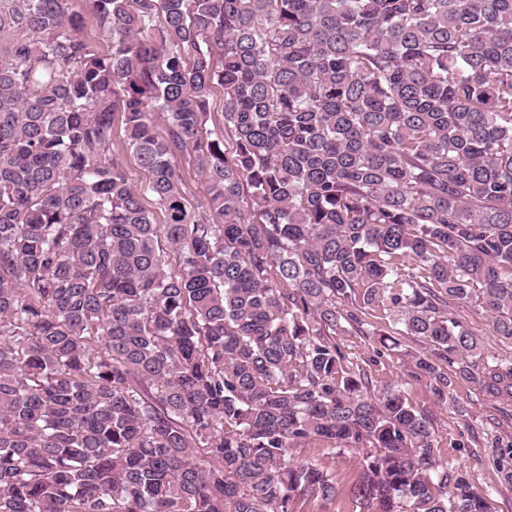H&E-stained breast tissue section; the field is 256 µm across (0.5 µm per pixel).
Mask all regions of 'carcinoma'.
Listing matches in <instances>:
<instances>
[{"mask_svg":"<svg viewBox=\"0 0 512 512\" xmlns=\"http://www.w3.org/2000/svg\"><path fill=\"white\" fill-rule=\"evenodd\" d=\"M85 2L0 0V512H294L315 443L370 512H496L336 336L512 403L452 312L512 343V0ZM124 131L119 126L114 127L112 132V151L116 154L121 155L136 172L135 176L139 178V182H146L149 179V175L146 171H143L137 167L130 150L127 147L125 141ZM178 167L184 182L189 186L193 197L188 196L192 205L196 206L203 200L205 194V180L201 173L196 169L192 159L187 157L178 161ZM372 327L364 326L361 332L349 329L336 340L350 353L355 363L364 367L377 388L386 385H401L406 366L410 364L413 356L422 351L423 344L416 339L401 338L400 345L390 347L381 345L378 336H365L366 331ZM364 333V334H363ZM377 351L379 353H377ZM325 445L315 444L307 447L295 455L298 460L314 461L330 472L336 473L338 478L349 481L358 471L362 454L357 450H349L343 454L327 449Z\"/></svg>","mask_w":512,"mask_h":512,"instance_id":"carcinoma-1","label":"carcinoma"}]
</instances>
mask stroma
<instances>
[{
    "instance_id": "obj_1",
    "label": "stroma",
    "mask_w": 512,
    "mask_h": 512,
    "mask_svg": "<svg viewBox=\"0 0 512 512\" xmlns=\"http://www.w3.org/2000/svg\"><path fill=\"white\" fill-rule=\"evenodd\" d=\"M454 314L482 335L490 354L512 361V344L492 335L482 308L471 302L460 303L455 306ZM338 341L354 362L366 369L374 385L380 388L403 385L414 405L429 408L444 470L451 474L466 472L477 490L493 494L498 512H512V485L499 482L494 463L497 444L512 440L511 406L476 395L459 383L449 387L446 403L435 404L426 382L403 384L407 365L423 348L417 340L405 337L399 346L384 347L376 337L352 329L340 335ZM299 457L319 464L345 481L357 473L362 460L358 451L338 454L321 444L301 450Z\"/></svg>"
}]
</instances>
